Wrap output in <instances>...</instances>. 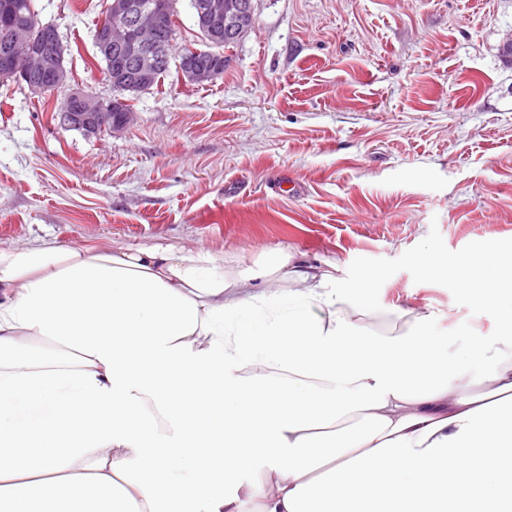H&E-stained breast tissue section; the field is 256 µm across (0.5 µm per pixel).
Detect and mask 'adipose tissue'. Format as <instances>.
Segmentation results:
<instances>
[{
	"label": "adipose tissue",
	"instance_id": "ef3b65f1",
	"mask_svg": "<svg viewBox=\"0 0 512 512\" xmlns=\"http://www.w3.org/2000/svg\"><path fill=\"white\" fill-rule=\"evenodd\" d=\"M422 264L505 345L364 331L369 281L287 245L0 248V512H512V249Z\"/></svg>",
	"mask_w": 512,
	"mask_h": 512
}]
</instances>
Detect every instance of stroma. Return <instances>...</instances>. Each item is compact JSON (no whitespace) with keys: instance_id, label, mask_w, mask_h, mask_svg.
<instances>
[{"instance_id":"1","label":"stroma","mask_w":512,"mask_h":512,"mask_svg":"<svg viewBox=\"0 0 512 512\" xmlns=\"http://www.w3.org/2000/svg\"><path fill=\"white\" fill-rule=\"evenodd\" d=\"M111 0H34L64 47V89L0 81V247L162 242L253 267L281 244L371 273L360 325L429 313L448 354L499 318L418 262L512 245V0H255L222 79L132 96L126 131L87 136L68 90L112 95L94 30ZM284 182V190L273 187Z\"/></svg>"}]
</instances>
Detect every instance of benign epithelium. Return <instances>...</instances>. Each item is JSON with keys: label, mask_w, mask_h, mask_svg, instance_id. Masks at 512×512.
Here are the masks:
<instances>
[{"label": "benign epithelium", "mask_w": 512, "mask_h": 512, "mask_svg": "<svg viewBox=\"0 0 512 512\" xmlns=\"http://www.w3.org/2000/svg\"><path fill=\"white\" fill-rule=\"evenodd\" d=\"M114 23L97 37V48L106 56L118 54L127 64L113 74V81L127 88L141 89L150 75L162 65L173 64L183 78L198 85L213 81L221 69L223 58L203 62L195 55L177 57L169 45L155 36L159 21L158 7L152 0H114ZM194 18L198 28L216 43L231 44L255 24L253 0H194ZM29 19L17 17L13 36L0 48V62L12 73L38 77L30 91L40 94L49 88L66 84L62 58L56 53L58 36L46 28L49 43L37 46L29 39ZM70 108L60 113L63 123L92 134L107 117V111L121 106L122 101L103 99L84 90L68 95Z\"/></svg>", "instance_id": "1"}]
</instances>
